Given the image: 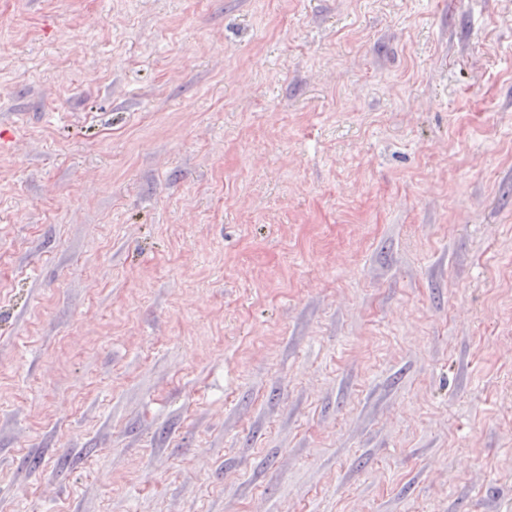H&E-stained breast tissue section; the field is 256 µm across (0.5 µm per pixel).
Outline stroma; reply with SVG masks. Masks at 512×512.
<instances>
[{"mask_svg": "<svg viewBox=\"0 0 512 512\" xmlns=\"http://www.w3.org/2000/svg\"><path fill=\"white\" fill-rule=\"evenodd\" d=\"M0 512H512V0H0Z\"/></svg>", "mask_w": 512, "mask_h": 512, "instance_id": "1", "label": "stroma"}]
</instances>
